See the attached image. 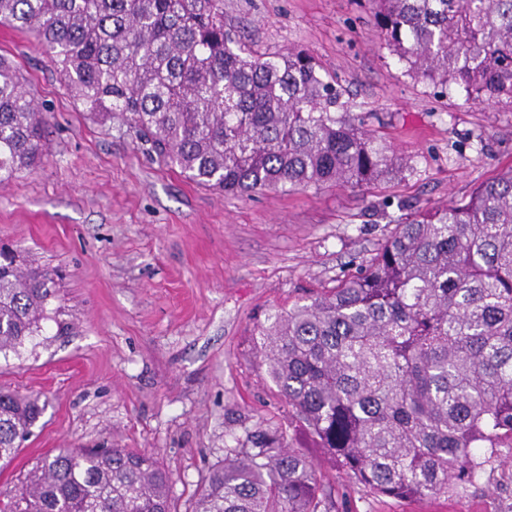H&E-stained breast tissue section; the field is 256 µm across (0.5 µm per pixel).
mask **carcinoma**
I'll return each mask as SVG.
<instances>
[{
  "label": "carcinoma",
  "mask_w": 512,
  "mask_h": 512,
  "mask_svg": "<svg viewBox=\"0 0 512 512\" xmlns=\"http://www.w3.org/2000/svg\"><path fill=\"white\" fill-rule=\"evenodd\" d=\"M407 72L466 101L512 99V0H371ZM70 96L119 120L200 186L248 194L362 188L407 164L336 115L339 94L301 51L251 54L224 0H0ZM47 114L0 56V185L42 161ZM53 274L0 248V353L48 319ZM261 355L328 458L377 494L446 496L512 459V166L446 207L396 225L365 267L267 317ZM42 414L0 390V466ZM171 476L125 448H64L0 492V512H173ZM284 432L227 448L190 512H335Z\"/></svg>",
  "instance_id": "obj_1"
}]
</instances>
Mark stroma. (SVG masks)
Masks as SVG:
<instances>
[{
    "label": "stroma",
    "instance_id": "1",
    "mask_svg": "<svg viewBox=\"0 0 512 512\" xmlns=\"http://www.w3.org/2000/svg\"><path fill=\"white\" fill-rule=\"evenodd\" d=\"M224 26L257 53L301 49L335 81L338 112L409 159L364 189L234 195L160 164L121 123L93 122L29 36L0 23V54L50 126L43 163L0 187V245L59 272L54 320L0 357V389L45 409L0 491L62 448L154 455L188 512L229 448L279 429L317 464L338 512H512V466L492 486L412 501L353 484L268 377L259 328L365 264L414 212L468 196L512 165V102H466L409 75L368 0H224Z\"/></svg>",
    "mask_w": 512,
    "mask_h": 512
}]
</instances>
